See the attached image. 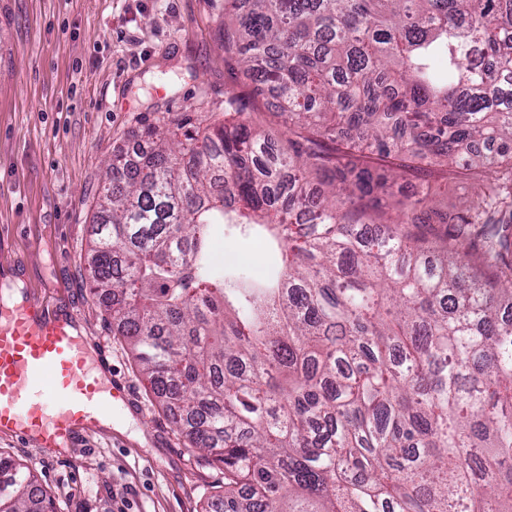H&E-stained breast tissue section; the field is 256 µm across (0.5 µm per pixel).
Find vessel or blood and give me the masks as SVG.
<instances>
[{
	"instance_id": "obj_1",
	"label": "vessel or blood",
	"mask_w": 512,
	"mask_h": 512,
	"mask_svg": "<svg viewBox=\"0 0 512 512\" xmlns=\"http://www.w3.org/2000/svg\"><path fill=\"white\" fill-rule=\"evenodd\" d=\"M80 327L77 314H49L31 294L0 312L1 435L68 447L129 405L105 349H90Z\"/></svg>"
}]
</instances>
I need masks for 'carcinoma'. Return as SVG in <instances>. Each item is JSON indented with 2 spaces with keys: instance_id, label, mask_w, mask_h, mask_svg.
<instances>
[{
  "instance_id": "cac0c4a2",
  "label": "carcinoma",
  "mask_w": 512,
  "mask_h": 512,
  "mask_svg": "<svg viewBox=\"0 0 512 512\" xmlns=\"http://www.w3.org/2000/svg\"><path fill=\"white\" fill-rule=\"evenodd\" d=\"M231 119L132 131L93 290L213 512H512V0H224ZM280 99V133L241 103ZM471 184L459 213L429 178ZM416 181L396 195L399 178ZM267 272H217V235ZM0 512H55L0 454ZM231 249L242 261L243 269L250 273V269L261 262L262 249L252 240H238L232 243Z\"/></svg>"
}]
</instances>
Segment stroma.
Instances as JSON below:
<instances>
[{"label": "stroma", "instance_id": "obj_1", "mask_svg": "<svg viewBox=\"0 0 512 512\" xmlns=\"http://www.w3.org/2000/svg\"><path fill=\"white\" fill-rule=\"evenodd\" d=\"M224 0H0V276L78 312L131 409L57 452L0 436L56 512H206L224 471L197 459L90 289L88 249L114 149L141 123L224 121Z\"/></svg>", "mask_w": 512, "mask_h": 512}]
</instances>
